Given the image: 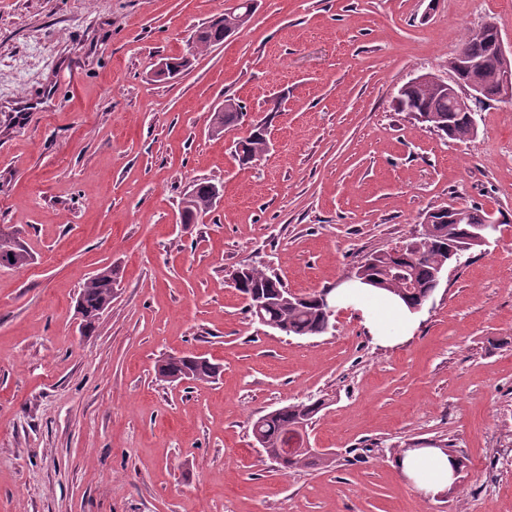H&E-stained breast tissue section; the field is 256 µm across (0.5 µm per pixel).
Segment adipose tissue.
<instances>
[{"instance_id":"1","label":"adipose tissue","mask_w":512,"mask_h":512,"mask_svg":"<svg viewBox=\"0 0 512 512\" xmlns=\"http://www.w3.org/2000/svg\"><path fill=\"white\" fill-rule=\"evenodd\" d=\"M332 298L336 306H350L359 311L371 336L380 344H398L412 329L408 309L402 301L386 291L350 281L336 288ZM397 464L413 486L430 497L448 490L459 468L458 459L440 448L405 449L399 455Z\"/></svg>"}]
</instances>
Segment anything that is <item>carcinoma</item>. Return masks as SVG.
I'll list each match as a JSON object with an SVG mask.
<instances>
[{
    "label": "carcinoma",
    "mask_w": 512,
    "mask_h": 512,
    "mask_svg": "<svg viewBox=\"0 0 512 512\" xmlns=\"http://www.w3.org/2000/svg\"><path fill=\"white\" fill-rule=\"evenodd\" d=\"M252 18L245 12L224 17V23L217 22L198 31L194 48L204 52L224 42V30L237 31ZM493 34L488 31L472 29L465 33L462 49L465 54L479 61L480 69L472 74L485 92L486 101L496 100L499 82L498 76L502 61L491 50ZM409 108L423 111L425 123L429 128L450 140L467 142L469 124L460 117L454 125H448V95L441 94L429 84L410 85L400 94L399 110ZM242 113L231 106L212 116V124L226 130L241 123ZM242 152L239 161L246 164L252 156L264 149L262 137L249 135L239 141ZM213 183L194 184L191 194L182 200L181 217L185 223L198 219L201 214L210 212ZM455 215L458 219L448 222V210L438 207L425 216L419 234L409 242L400 256L389 252L373 253L361 261L356 278L364 284L380 288L400 297L408 307L423 306L439 285L441 273L448 262L459 259L460 252L471 248L467 237L469 232L480 224L488 223L487 217L477 208H463ZM31 261V255L25 249L20 238L13 234L0 233V266L23 268ZM243 286L241 293L255 289L275 298L285 289L282 281L255 266L239 269ZM112 295V267L98 270L84 282L77 307L82 314V322L88 330L94 328L106 300ZM265 318L272 322L271 328L288 336H318L326 333L330 321L321 310L317 294L306 295L304 300L293 303L274 302L264 311ZM161 373L169 376L189 378L208 382L218 374V367L209 360L195 356H170L165 359ZM324 402L309 399L284 406L262 417L258 428L264 448L276 451L281 448L285 430L300 421H311L321 410ZM324 462L312 456H297L278 464L286 472L299 467H318Z\"/></svg>",
    "instance_id": "1"
}]
</instances>
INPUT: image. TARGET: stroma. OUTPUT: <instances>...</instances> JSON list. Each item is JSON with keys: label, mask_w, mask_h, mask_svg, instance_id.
Listing matches in <instances>:
<instances>
[{"label": "stroma", "mask_w": 512, "mask_h": 512, "mask_svg": "<svg viewBox=\"0 0 512 512\" xmlns=\"http://www.w3.org/2000/svg\"><path fill=\"white\" fill-rule=\"evenodd\" d=\"M225 0H0V225L34 255L0 267V512H512V103L442 139L399 89L448 60L512 0H258L251 21L172 79ZM285 102L271 112L276 97ZM270 117L257 162L226 98ZM222 183L205 222L186 189ZM476 207L497 226L449 262L401 345L356 312L295 337L253 322L232 283L255 265L308 294L403 247L427 211ZM116 273L84 331L87 277ZM220 368L175 387L158 360ZM319 398L308 435L326 468L280 471L253 422ZM452 449L455 487L428 498L402 449ZM213 185L214 183L208 181L196 183L192 193L190 195L186 193L182 200L180 213L186 224H190L191 221L197 220L199 217V220L204 221L207 216L203 217L201 214L210 212V204L214 209L224 201V186L216 187L211 199Z\"/></svg>", "instance_id": "stroma-1"}]
</instances>
